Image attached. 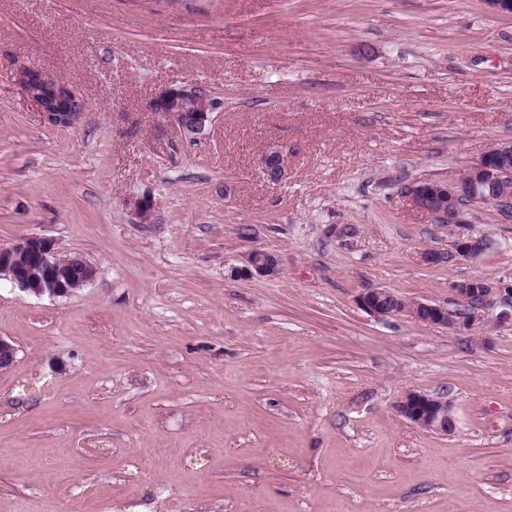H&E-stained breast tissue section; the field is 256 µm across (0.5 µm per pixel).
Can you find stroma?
Returning a JSON list of instances; mask_svg holds the SVG:
<instances>
[{
	"label": "stroma",
	"instance_id": "35a3bbf8",
	"mask_svg": "<svg viewBox=\"0 0 512 512\" xmlns=\"http://www.w3.org/2000/svg\"><path fill=\"white\" fill-rule=\"evenodd\" d=\"M18 62L80 90L76 127L43 122ZM185 83L220 104L191 140L147 110ZM504 141L512 17L483 0H0V248L97 268L69 297L0 281V512H512V326L359 304L512 283V217L450 229L406 194ZM471 237L490 248L459 256ZM254 250L274 274L238 275ZM409 389L455 431L401 417ZM261 166L264 177L271 182L281 180L284 173V155L274 144L268 145L261 155ZM396 406L405 420L422 430L447 435L455 429L454 404L445 396L409 390Z\"/></svg>",
	"mask_w": 512,
	"mask_h": 512
}]
</instances>
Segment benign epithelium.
<instances>
[{"label": "benign epithelium", "mask_w": 512, "mask_h": 512, "mask_svg": "<svg viewBox=\"0 0 512 512\" xmlns=\"http://www.w3.org/2000/svg\"><path fill=\"white\" fill-rule=\"evenodd\" d=\"M13 80L46 124L72 128L80 123L87 103L74 85L60 80L48 69L24 63L15 65ZM148 110L173 133L192 138L204 133L216 110V102L201 87L184 84L162 89L151 99ZM261 166L267 180H281L284 173L282 150L274 144L267 146L261 155ZM511 167L512 142L501 143L459 176L449 180L417 181L407 188L406 194L416 210L430 215L437 224L451 227L461 223L463 211L471 201L487 202L501 211L512 207L509 192L496 197L489 194ZM132 207L139 222L145 223L151 218L154 203L148 198H136ZM454 246L456 252L472 259L484 252L486 241L483 238L458 239ZM276 266L273 255L253 251L237 272L242 276L268 275L274 273ZM96 274L97 268L91 262L79 254L58 251L49 238L29 236L0 248V280L7 279L28 294L68 297L92 282ZM452 292L453 309L426 300L407 302L385 288L361 294L360 303L379 319L406 314L425 325L456 331H472L489 325V311L500 305L502 310L494 325L512 323V286L475 277L456 283ZM16 353L12 342L0 338V372L11 367ZM397 410L405 420L425 431L447 435L456 426L454 404L445 396L409 390L402 394Z\"/></svg>", "instance_id": "7a95c632"}]
</instances>
